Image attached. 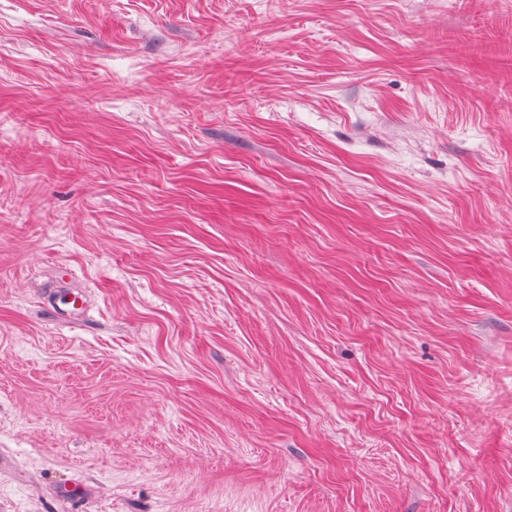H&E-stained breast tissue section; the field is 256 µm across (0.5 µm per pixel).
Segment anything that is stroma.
Returning <instances> with one entry per match:
<instances>
[{"instance_id": "35a3bbf8", "label": "stroma", "mask_w": 512, "mask_h": 512, "mask_svg": "<svg viewBox=\"0 0 512 512\" xmlns=\"http://www.w3.org/2000/svg\"><path fill=\"white\" fill-rule=\"evenodd\" d=\"M0 512H512V0H0Z\"/></svg>"}]
</instances>
